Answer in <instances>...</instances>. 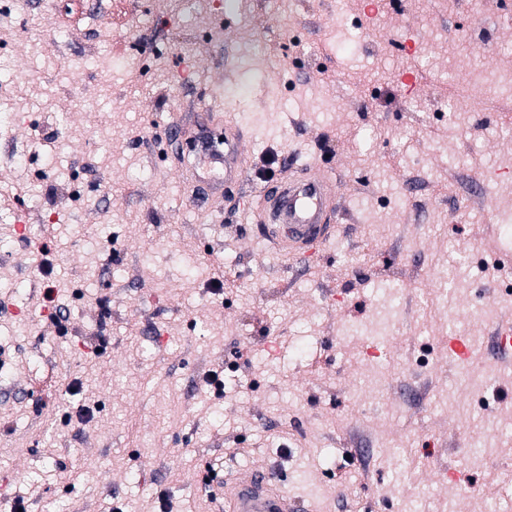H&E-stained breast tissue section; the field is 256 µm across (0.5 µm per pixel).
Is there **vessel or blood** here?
<instances>
[{
  "label": "vessel or blood",
  "instance_id": "1",
  "mask_svg": "<svg viewBox=\"0 0 512 512\" xmlns=\"http://www.w3.org/2000/svg\"><path fill=\"white\" fill-rule=\"evenodd\" d=\"M245 135L228 126L223 150L211 151L205 170L197 173L202 189L232 182L242 173L239 158ZM301 179L265 184L263 221L266 238L276 249L297 253L316 251L331 240L335 229V191L317 163L302 167ZM224 512H295L296 502L284 486L275 484L268 468L257 467L245 477L224 483Z\"/></svg>",
  "mask_w": 512,
  "mask_h": 512
}]
</instances>
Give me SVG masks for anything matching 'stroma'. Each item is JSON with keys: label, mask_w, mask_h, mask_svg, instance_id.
<instances>
[{"label": "stroma", "mask_w": 512, "mask_h": 512, "mask_svg": "<svg viewBox=\"0 0 512 512\" xmlns=\"http://www.w3.org/2000/svg\"><path fill=\"white\" fill-rule=\"evenodd\" d=\"M227 2L0 0V512H216L213 464L300 512H512V348H472L480 407L448 349L512 319V96L474 80H512V0ZM207 106L251 137L202 196L167 127ZM290 160L341 204L312 259L249 218Z\"/></svg>", "instance_id": "35a3bbf8"}]
</instances>
